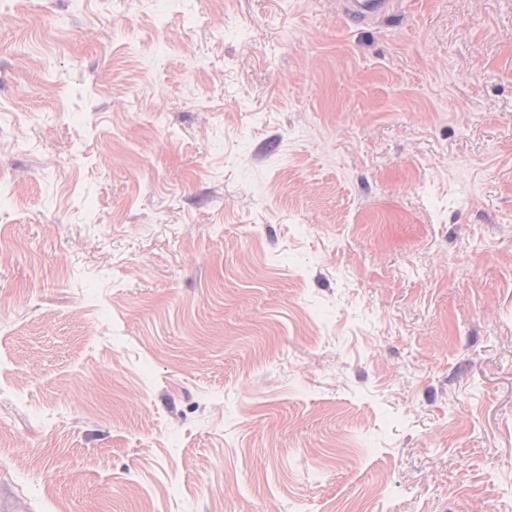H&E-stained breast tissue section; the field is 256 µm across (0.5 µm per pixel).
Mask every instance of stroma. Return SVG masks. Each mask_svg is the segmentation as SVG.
<instances>
[{
    "label": "stroma",
    "instance_id": "stroma-1",
    "mask_svg": "<svg viewBox=\"0 0 512 512\" xmlns=\"http://www.w3.org/2000/svg\"><path fill=\"white\" fill-rule=\"evenodd\" d=\"M512 512V0H0V493ZM394 0H341L340 10L347 20L363 24L377 21L394 7Z\"/></svg>",
    "mask_w": 512,
    "mask_h": 512
}]
</instances>
